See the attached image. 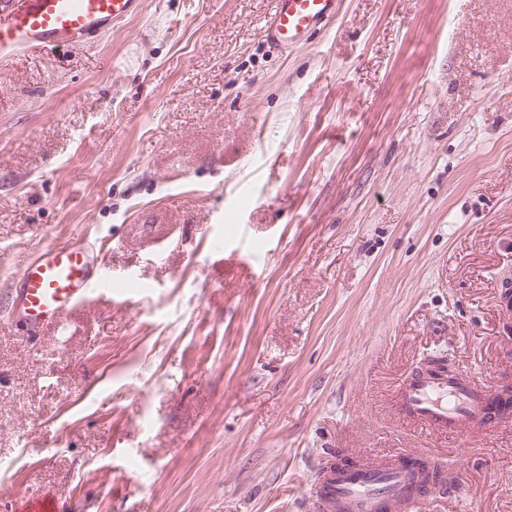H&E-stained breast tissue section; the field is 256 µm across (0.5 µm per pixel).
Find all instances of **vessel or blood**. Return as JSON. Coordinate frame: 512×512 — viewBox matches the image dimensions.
<instances>
[{
	"mask_svg": "<svg viewBox=\"0 0 512 512\" xmlns=\"http://www.w3.org/2000/svg\"><path fill=\"white\" fill-rule=\"evenodd\" d=\"M264 35L278 48L300 47L340 11L341 0H274ZM141 0H0V60L18 51L77 44L137 14ZM90 255L79 242L47 248L22 270L11 311L34 336L58 334L66 312L101 290ZM494 387L469 372L416 371L398 389L396 409L428 429L464 435L497 410ZM440 490L422 484L418 469L401 459L368 458L349 467L327 462L314 488L316 512H403L408 502ZM15 512H59L50 492L19 500Z\"/></svg>",
	"mask_w": 512,
	"mask_h": 512,
	"instance_id": "1",
	"label": "vessel or blood"
}]
</instances>
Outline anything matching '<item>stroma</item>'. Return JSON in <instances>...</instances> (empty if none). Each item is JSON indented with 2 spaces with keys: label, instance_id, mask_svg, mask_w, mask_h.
Returning <instances> with one entry per match:
<instances>
[{
  "label": "stroma",
  "instance_id": "35a3bbf8",
  "mask_svg": "<svg viewBox=\"0 0 512 512\" xmlns=\"http://www.w3.org/2000/svg\"><path fill=\"white\" fill-rule=\"evenodd\" d=\"M272 0H143L0 60V512H310L321 463L430 448L512 512V409L432 433L428 358L512 383V0H343L287 51ZM85 239L108 291L30 339L24 266ZM16 512H59L58 498L50 492L17 501Z\"/></svg>",
  "mask_w": 512,
  "mask_h": 512
}]
</instances>
